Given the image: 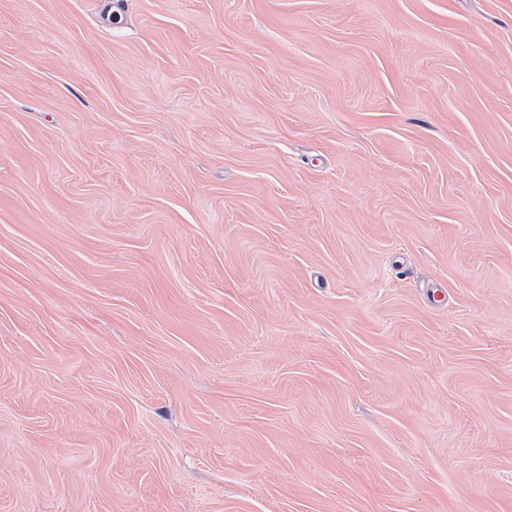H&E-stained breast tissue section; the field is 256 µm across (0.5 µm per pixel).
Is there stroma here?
I'll return each instance as SVG.
<instances>
[{
    "mask_svg": "<svg viewBox=\"0 0 512 512\" xmlns=\"http://www.w3.org/2000/svg\"><path fill=\"white\" fill-rule=\"evenodd\" d=\"M0 512H512V0H0Z\"/></svg>",
    "mask_w": 512,
    "mask_h": 512,
    "instance_id": "obj_1",
    "label": "stroma"
}]
</instances>
